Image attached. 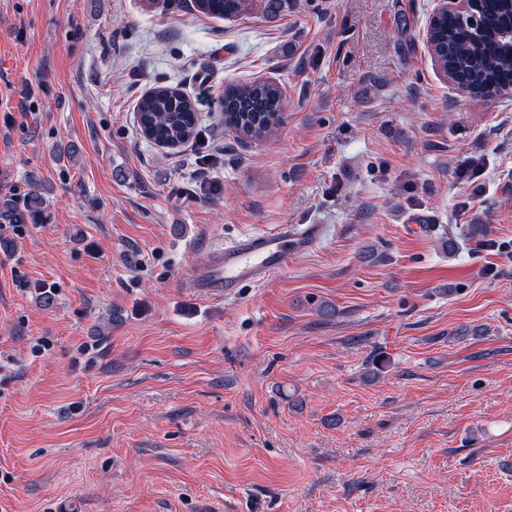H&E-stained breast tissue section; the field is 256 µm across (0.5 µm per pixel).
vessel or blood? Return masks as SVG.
Instances as JSON below:
<instances>
[{
    "instance_id": "b4317fda",
    "label": "vessel or blood",
    "mask_w": 512,
    "mask_h": 512,
    "mask_svg": "<svg viewBox=\"0 0 512 512\" xmlns=\"http://www.w3.org/2000/svg\"><path fill=\"white\" fill-rule=\"evenodd\" d=\"M321 237V225L304 224L232 241L214 249L205 270L191 273L185 285L204 294L234 295L243 284L266 283L285 270L294 256L309 251Z\"/></svg>"
}]
</instances>
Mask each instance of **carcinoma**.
Listing matches in <instances>:
<instances>
[{"instance_id": "cac0c4a2", "label": "carcinoma", "mask_w": 512, "mask_h": 512, "mask_svg": "<svg viewBox=\"0 0 512 512\" xmlns=\"http://www.w3.org/2000/svg\"><path fill=\"white\" fill-rule=\"evenodd\" d=\"M246 0H194V9L217 18H233ZM512 16V0H481L482 33L469 35L452 17L434 24L432 45L437 64L463 77L469 85L498 98L512 97V73L499 68L504 20ZM284 108L280 84L255 80L224 88V126L244 141L267 138L281 123ZM142 135L162 147H179L196 138V103L173 87H158L136 105Z\"/></svg>"}]
</instances>
